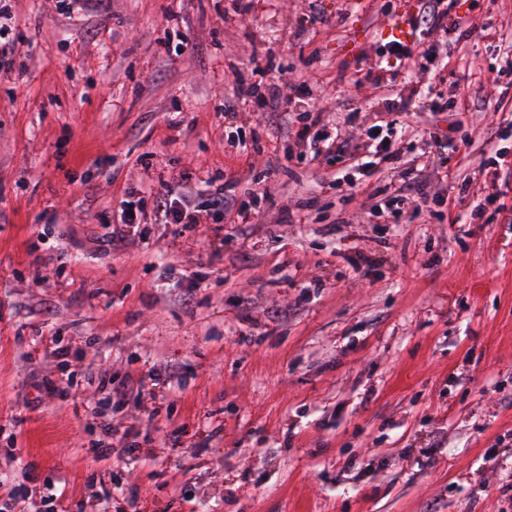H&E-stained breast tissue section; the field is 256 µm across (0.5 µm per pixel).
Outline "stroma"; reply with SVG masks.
I'll list each match as a JSON object with an SVG mask.
<instances>
[{"label": "stroma", "instance_id": "35a3bbf8", "mask_svg": "<svg viewBox=\"0 0 512 512\" xmlns=\"http://www.w3.org/2000/svg\"><path fill=\"white\" fill-rule=\"evenodd\" d=\"M400 2L255 0L244 14L239 0H12L0 479L26 512H130L133 490L143 512H512V0H438L479 31L427 69L395 60L381 86L358 83ZM253 65L293 90L274 112L247 96L225 112ZM455 87L462 107L431 111ZM395 96L408 112L384 110ZM313 101L349 137L404 126L402 161L440 196L430 213L406 201L394 223L347 198L330 175L351 161L330 142L300 159ZM423 128L454 150L427 153ZM184 173L235 178L246 222L198 191L206 223H158L142 180ZM125 199L144 219L114 245ZM91 368L154 384L112 402L84 383ZM69 375L75 387L39 396L41 377Z\"/></svg>", "mask_w": 512, "mask_h": 512}]
</instances>
